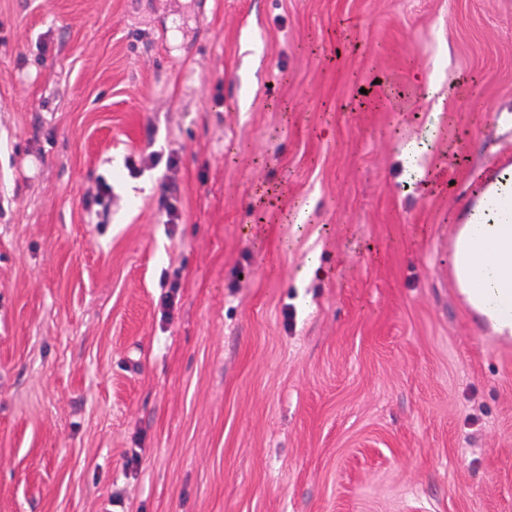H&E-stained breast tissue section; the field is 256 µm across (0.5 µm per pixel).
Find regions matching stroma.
<instances>
[{"label":"stroma","instance_id":"obj_1","mask_svg":"<svg viewBox=\"0 0 512 512\" xmlns=\"http://www.w3.org/2000/svg\"><path fill=\"white\" fill-rule=\"evenodd\" d=\"M511 157L512 0H0V512H512ZM490 194L481 207L470 206L468 224L458 232L477 241L472 242L470 259L471 288H462L468 301L486 318L495 333L512 338V288L506 287L509 279L507 264L512 262V161L500 163L493 170ZM492 213L494 220H487ZM95 224H109L112 216V186L100 179L93 194Z\"/></svg>","mask_w":512,"mask_h":512}]
</instances>
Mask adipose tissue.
Returning <instances> with one entry per match:
<instances>
[{"label":"adipose tissue","instance_id":"obj_1","mask_svg":"<svg viewBox=\"0 0 512 512\" xmlns=\"http://www.w3.org/2000/svg\"><path fill=\"white\" fill-rule=\"evenodd\" d=\"M460 232L478 243L470 259L478 285L467 289V299L495 333L512 338V227L467 224Z\"/></svg>","mask_w":512,"mask_h":512}]
</instances>
